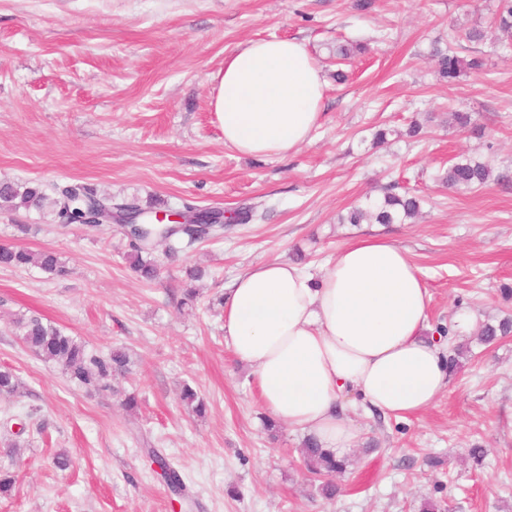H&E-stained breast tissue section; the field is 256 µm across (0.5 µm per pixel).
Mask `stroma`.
<instances>
[{
    "label": "stroma",
    "instance_id": "1",
    "mask_svg": "<svg viewBox=\"0 0 512 512\" xmlns=\"http://www.w3.org/2000/svg\"><path fill=\"white\" fill-rule=\"evenodd\" d=\"M0 0V182L39 186L42 209L0 210V245L55 251L66 267H0V465L15 484L0 512H512V335L484 344L483 324L512 318V45L501 0ZM485 30L470 42L467 28ZM302 44L324 80L320 127L296 153L243 157L224 146L209 102L226 57L260 39ZM360 42L364 54L337 57ZM484 65L440 80L436 50ZM345 82H337V72ZM469 114L459 128L451 115ZM421 133L408 134L410 124ZM387 133L376 142L378 130ZM461 157L488 164L486 186L442 183ZM86 185L113 203L161 212L253 208L256 220L187 242L146 282L129 268L121 225L59 224V191ZM421 199L397 224L339 218L390 188ZM361 235L409 249L430 295L428 323L469 353L424 413H352L360 432L336 497L303 463L304 436L265 428L253 369L224 343L220 293L249 266L290 261L319 271ZM205 275L193 281L192 268ZM196 288L194 306L183 305ZM38 316L108 353L127 375L87 392L32 353L11 323ZM203 398L204 416L181 400ZM138 396L125 409L120 395ZM487 450L474 464L468 450ZM156 449L188 495L149 466ZM72 463L59 469L57 453Z\"/></svg>",
    "mask_w": 512,
    "mask_h": 512
}]
</instances>
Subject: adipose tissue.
<instances>
[{
    "label": "adipose tissue",
    "mask_w": 512,
    "mask_h": 512,
    "mask_svg": "<svg viewBox=\"0 0 512 512\" xmlns=\"http://www.w3.org/2000/svg\"><path fill=\"white\" fill-rule=\"evenodd\" d=\"M212 79L210 110L239 154L297 152L321 122L324 82L297 42H248ZM429 301L406 248L361 236L316 277L284 261L242 271L224 294V342L254 368L272 420L343 459L359 435L350 406L418 415L446 389L448 352L425 335Z\"/></svg>",
    "instance_id": "1"
}]
</instances>
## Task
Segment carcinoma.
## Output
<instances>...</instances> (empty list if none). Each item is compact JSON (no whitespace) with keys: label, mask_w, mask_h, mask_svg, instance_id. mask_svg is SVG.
Masks as SVG:
<instances>
[{"label":"carcinoma","mask_w":512,"mask_h":512,"mask_svg":"<svg viewBox=\"0 0 512 512\" xmlns=\"http://www.w3.org/2000/svg\"><path fill=\"white\" fill-rule=\"evenodd\" d=\"M438 57V74L440 78L453 81L468 69L482 66L477 59L464 61L455 55L436 52ZM491 168L479 161L464 158L452 163L442 178L448 187L456 190H472L482 187L491 180ZM91 200L98 204L112 206V199L97 195L94 190L78 185L70 186L61 191L60 197L53 201L58 221L68 218L69 202ZM45 201V195L39 187L24 184H0V209L17 210L20 208L40 209ZM420 212V202L414 196H398L387 194L381 201H370L364 205L353 207L345 218L348 224H361L373 220L377 224H393L416 217ZM139 242H130V251L126 255L130 269L141 279L152 281L159 273V265L149 258L154 241L147 236L138 235ZM28 265L39 267L44 273L59 276L65 273V266L59 256L48 250L32 252L26 248L0 246V267L21 268ZM15 330L24 345L38 357L59 367L70 379L76 381L89 392H97L109 388L108 379L125 374L129 370V357L122 347H114L107 354L100 355L87 349V346L77 338L66 334L51 323H45L40 318L17 317L13 320ZM512 333V319L506 318L498 324H485L481 330V340L491 342L499 336ZM18 379L12 369L0 368V394H12L17 390ZM182 401L191 408L192 412L201 417L205 414L206 406L189 386H183ZM303 461L307 471L315 476L325 478L319 490L326 498L336 495V484L332 480L335 473L345 468V461L321 448L311 437L303 442L301 448ZM151 461L161 465L166 484L173 487L183 486L180 472L165 458L154 454Z\"/></svg>","instance_id":"1"}]
</instances>
